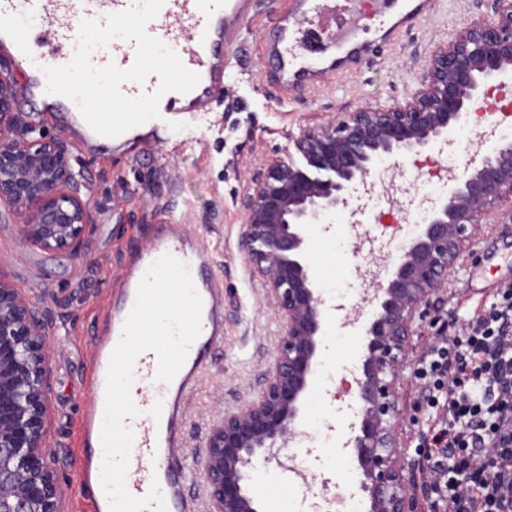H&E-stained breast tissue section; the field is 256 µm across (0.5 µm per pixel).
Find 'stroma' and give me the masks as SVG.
I'll return each mask as SVG.
<instances>
[{
	"instance_id": "obj_1",
	"label": "stroma",
	"mask_w": 512,
	"mask_h": 512,
	"mask_svg": "<svg viewBox=\"0 0 512 512\" xmlns=\"http://www.w3.org/2000/svg\"><path fill=\"white\" fill-rule=\"evenodd\" d=\"M279 8L280 0H257V20L228 44L236 74L226 85L223 106L182 121L174 131L158 127L152 147L133 142L119 150L106 145L85 150L70 128L26 105L18 107L26 120L39 123L67 146L80 173L75 190L92 218L82 256L52 254L26 244L18 217L0 204V270L32 300L49 307L62 324L52 341L49 438L57 472L69 487V512H89L78 472L91 341L104 326L110 296L134 254L149 245L161 224L180 222L187 236L209 250V274L224 289V343L204 356L200 383L186 403L183 444L173 457L186 476V496L196 512H205L194 456L217 411L258 389L280 330V319L241 246L244 201L254 178L269 160L293 154V141L304 130L362 106L402 102L416 89L435 45L473 17L492 13L491 0H439L432 15L414 21L395 43L377 46L361 73L330 76L323 86L301 88L284 99L264 80L272 63L259 52ZM488 132V126L474 121L420 157L390 159L386 177L373 171L364 178L365 188L376 194L383 180L395 182L398 204L353 197L343 213L309 225L311 269L323 299L335 301L337 315L326 323L318 374L301 425L305 437L288 444L283 453L306 473L312 491L283 498L279 491L294 485V471L259 469L251 492L263 512H334L338 497L355 493V476L339 448L348 434L349 414L356 409L345 384L360 374L362 365L363 327L355 312L368 309L379 275L400 256L398 237L407 218L440 204L445 191L434 186L440 164L466 170L472 160L467 142ZM470 249L471 256L452 274L449 286L433 299L435 325L414 326L397 383L403 413L398 442L412 465L409 479L419 512H434L430 473L416 448L436 412L423 403L414 370L437 339L458 334L466 321L483 313L497 288L496 278L488 276L474 288L472 273L479 266L497 267L503 256L512 255V223L502 219L487 224Z\"/></svg>"
}]
</instances>
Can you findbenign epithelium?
<instances>
[{
    "mask_svg": "<svg viewBox=\"0 0 512 512\" xmlns=\"http://www.w3.org/2000/svg\"><path fill=\"white\" fill-rule=\"evenodd\" d=\"M512 72V0H493L430 52L418 88L390 107L344 112L294 141L301 161L275 159L244 204L241 244L280 318L276 351L257 394L218 412L198 465L207 512H259L249 482L256 466H282L280 451L300 435L328 312L308 256L307 226L348 205L349 186L390 156L448 137L485 84ZM15 84L0 79V203L20 217L26 243L74 257L86 249L89 208L72 191L68 152L16 112ZM512 218V141L502 140L448 187L377 286L363 328L356 378L358 419L346 455L359 472L362 512H418L395 427L396 384L415 320L448 285L490 215ZM57 320L0 270V512H67L68 493L48 440L51 342Z\"/></svg>",
    "mask_w": 512,
    "mask_h": 512,
    "instance_id": "benign-epithelium-1",
    "label": "benign epithelium"
}]
</instances>
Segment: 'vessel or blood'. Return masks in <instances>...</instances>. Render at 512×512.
Listing matches in <instances>:
<instances>
[{
    "instance_id": "b4317fda",
    "label": "vessel or blood",
    "mask_w": 512,
    "mask_h": 512,
    "mask_svg": "<svg viewBox=\"0 0 512 512\" xmlns=\"http://www.w3.org/2000/svg\"><path fill=\"white\" fill-rule=\"evenodd\" d=\"M139 0H0V52L13 55L22 67L20 95L26 102L58 113L67 126L84 119L70 99L47 93L42 72L46 66L67 64L73 57L82 20L105 22L109 14L127 10ZM362 0H347V18L334 36L333 48H315L303 43L301 27L314 9L313 0H281V8L263 44L262 52L275 64L266 76L281 96L299 87L317 88L329 74H357L373 55L372 43L357 35ZM382 19L383 41L392 43L418 16L433 13L437 0H372ZM256 17L255 0H165L156 17L146 25L149 35L173 49L183 64L199 74V84L190 92L162 94L159 112L171 121L187 112H212L224 97V85L235 70L225 55V45L240 35ZM190 45H183V35ZM134 41L115 39L91 55L93 65L114 64L125 70L135 60ZM184 262L202 302L201 333L190 346L184 365L171 382L157 380L155 353H141L134 365L133 392L139 414L126 419L134 434L126 475L130 494L142 497L158 486L167 512H194L183 492V476L171 465L180 445L186 401L200 381L204 349L224 342V292L212 279L201 277L207 268V249L193 242L180 225L168 224L139 253L138 265L124 277L112 300L102 332L92 339L94 377L91 396L81 421L82 439L89 452L82 460V485L93 486L92 512H109V502L100 488L103 459L101 428L104 416L106 375L112 350L119 341L126 317L134 306L138 285L149 266L163 254Z\"/></svg>"
}]
</instances>
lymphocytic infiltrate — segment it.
Masks as SVG:
<instances>
[{
    "label": "lymphocytic infiltrate",
    "mask_w": 512,
    "mask_h": 512,
    "mask_svg": "<svg viewBox=\"0 0 512 512\" xmlns=\"http://www.w3.org/2000/svg\"><path fill=\"white\" fill-rule=\"evenodd\" d=\"M415 375L440 411L421 445L443 512H512V283L459 335L437 342ZM489 448L497 458L488 467Z\"/></svg>",
    "instance_id": "lymphocytic-infiltrate-1"
}]
</instances>
